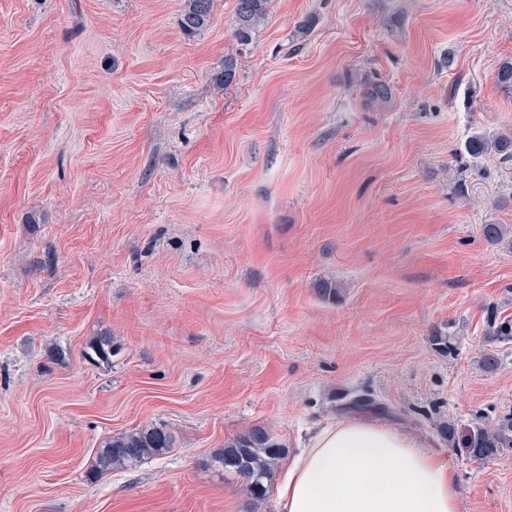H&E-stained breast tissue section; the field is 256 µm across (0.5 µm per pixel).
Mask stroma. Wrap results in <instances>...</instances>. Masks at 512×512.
Returning a JSON list of instances; mask_svg holds the SVG:
<instances>
[{"instance_id":"1","label":"stroma","mask_w":512,"mask_h":512,"mask_svg":"<svg viewBox=\"0 0 512 512\" xmlns=\"http://www.w3.org/2000/svg\"><path fill=\"white\" fill-rule=\"evenodd\" d=\"M234 7L0 0V512H277L211 456L352 417L512 512V448L463 446L512 417V160L466 150L512 133V0H271L246 44ZM151 424L171 451L95 472ZM214 0H183L180 13L182 32L193 35L208 27L214 18ZM114 354L112 338L109 336L96 337L84 350V357L93 362L109 363Z\"/></svg>"}]
</instances>
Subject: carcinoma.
<instances>
[{
    "label": "carcinoma",
    "instance_id": "obj_1",
    "mask_svg": "<svg viewBox=\"0 0 512 512\" xmlns=\"http://www.w3.org/2000/svg\"><path fill=\"white\" fill-rule=\"evenodd\" d=\"M271 0H236L233 33L237 42L252 40L256 29L269 14ZM214 0H183L180 13L182 32L193 35L208 27L214 18ZM474 157L495 150L506 159H512V137L501 135L490 139L474 135L466 143ZM115 350L112 338L98 336L84 350V357L93 362L108 363ZM174 448L173 434L163 426H141L109 439L98 449L95 471L107 473L123 469L144 459L164 455ZM512 448V418L503 419L494 427L480 428L467 441L469 455L476 460H487L501 449ZM286 448L268 429L257 426L224 443L211 459L210 466L242 476L253 500L264 499L273 485L280 460Z\"/></svg>",
    "mask_w": 512,
    "mask_h": 512
}]
</instances>
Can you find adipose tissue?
I'll use <instances>...</instances> for the list:
<instances>
[{
	"label": "adipose tissue",
	"instance_id": "ef3b65f1",
	"mask_svg": "<svg viewBox=\"0 0 512 512\" xmlns=\"http://www.w3.org/2000/svg\"><path fill=\"white\" fill-rule=\"evenodd\" d=\"M278 512H458L456 480L414 437L356 417L322 427L292 460Z\"/></svg>",
	"mask_w": 512,
	"mask_h": 512
}]
</instances>
